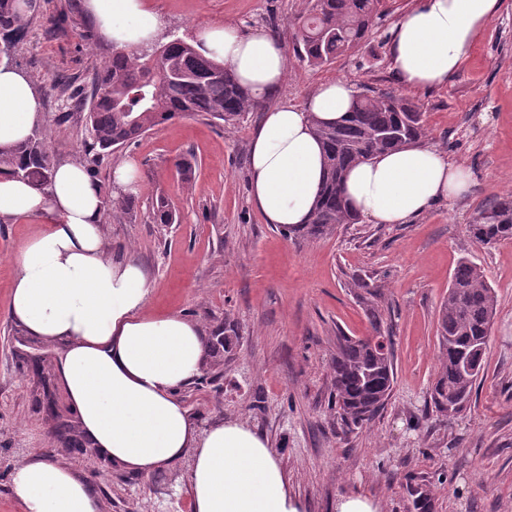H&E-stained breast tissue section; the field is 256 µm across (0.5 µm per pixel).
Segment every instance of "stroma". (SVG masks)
<instances>
[{"label":"stroma","mask_w":512,"mask_h":512,"mask_svg":"<svg viewBox=\"0 0 512 512\" xmlns=\"http://www.w3.org/2000/svg\"><path fill=\"white\" fill-rule=\"evenodd\" d=\"M161 17L158 43L194 42L199 28L262 27L292 50L290 20L301 0H150ZM415 0H388L390 13L354 52L329 66L289 59L280 96L305 105L337 78L357 91L410 98L426 116V141L468 171L469 194L433 205L407 224L361 221L299 242L266 223L250 201L249 146L260 112L235 125L188 115L147 132L89 166L99 183L134 162L140 186L130 214L107 222L112 258H136L149 282V313L200 324L212 352L179 395L199 427L240 420L278 455L291 495L304 512H336L347 497L375 512H512V243H471L468 226L495 197L512 193V0H502L463 68L447 85L410 89L389 58L396 19ZM68 0H41L40 14L12 64L36 83L57 161L83 162L81 112L65 109L62 84L87 87L93 64L111 46L81 41L77 23L54 27ZM195 166L184 189L174 162ZM164 194L178 218L150 219ZM44 220L0 221V512H23L11 493L14 462L44 448L95 486L105 512H193L189 459L150 476L116 470L102 457L64 450L74 413L56 383L55 346L26 336L9 316L13 258ZM469 258L498 300L484 376L470 409L448 420L431 408L440 304L454 269ZM363 280L381 293L394 332L396 379L369 423L345 426L331 397L336 336H365Z\"/></svg>","instance_id":"35a3bbf8"}]
</instances>
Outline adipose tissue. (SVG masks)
<instances>
[{"mask_svg":"<svg viewBox=\"0 0 512 512\" xmlns=\"http://www.w3.org/2000/svg\"><path fill=\"white\" fill-rule=\"evenodd\" d=\"M109 43L154 42L160 20L148 0H84ZM500 0H418L393 25L389 53L402 84L447 83L468 60ZM205 56L224 62L257 95H278L287 67L281 42L262 28L230 24L196 33ZM356 95L326 82L302 107L282 101L264 112L251 138V200L267 223H305L323 179L321 124L343 120ZM32 80L0 64V150L42 123ZM47 190L0 175V219L42 217L50 228L14 258L9 315L28 336L58 345L55 373L92 448L120 468L151 475L184 456L193 512H299L273 448L242 421L199 430L179 391L201 372L206 337L179 315L155 317L134 258L105 249L100 184L74 162L57 164ZM470 190L468 173L420 142L352 167L343 182L349 208L375 224H406ZM11 491L24 512H104L92 485L45 449L17 462Z\"/></svg>","mask_w":512,"mask_h":512,"instance_id":"adipose-tissue-1","label":"adipose tissue"}]
</instances>
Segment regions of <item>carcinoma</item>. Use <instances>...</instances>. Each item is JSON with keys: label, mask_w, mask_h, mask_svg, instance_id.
Returning <instances> with one entry per match:
<instances>
[{"label": "carcinoma", "mask_w": 512, "mask_h": 512, "mask_svg": "<svg viewBox=\"0 0 512 512\" xmlns=\"http://www.w3.org/2000/svg\"><path fill=\"white\" fill-rule=\"evenodd\" d=\"M387 0H303L294 16L293 53L313 67L333 64L365 41L388 14ZM40 0H0V41L11 63L16 45L38 14ZM263 100L239 84L224 63L201 55L180 38L136 51L112 48L93 66L89 95L74 107L86 113V151L99 155L133 142L177 117L202 114L233 125L259 109ZM316 134L325 153L326 176L307 223L286 231L302 241L333 234L359 216L350 211L342 192L352 166L372 156L398 150L427 137L424 112L409 100L382 90L356 96L348 117L320 125ZM50 132L37 125L11 150L0 151V174L26 181L40 190L49 186L51 167L44 156ZM134 196L115 197L103 190L105 218L130 213ZM155 224H172L176 215L164 196L152 204ZM470 238L483 246L512 242V194L497 197L468 225ZM380 292L370 291L366 315L371 333L339 336L330 366L332 398L341 419L362 425L384 404L394 382L392 354L379 305ZM497 313V297L483 270L468 259L454 270L438 312V365L430 389L436 411L454 417L471 407L484 368L488 339Z\"/></svg>", "instance_id": "obj_1"}]
</instances>
